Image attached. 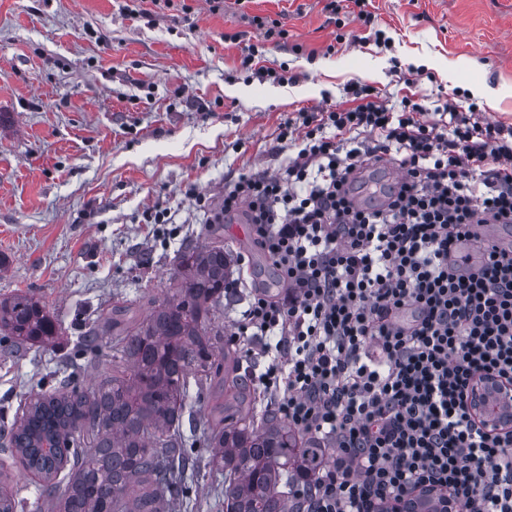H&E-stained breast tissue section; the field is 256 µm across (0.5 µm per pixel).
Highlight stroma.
I'll return each instance as SVG.
<instances>
[{"label":"stroma","instance_id":"1","mask_svg":"<svg viewBox=\"0 0 512 512\" xmlns=\"http://www.w3.org/2000/svg\"><path fill=\"white\" fill-rule=\"evenodd\" d=\"M139 3L0 0V297L33 296L64 332L63 344L16 356L0 339V435L69 373L85 387L123 373L111 333L91 351L82 338L117 305L142 321L170 294L186 242L244 256L242 295L282 293L243 216L210 217L225 178L282 164L272 148L299 111L346 103L359 80L390 106L452 98L512 126V0H373L370 28L351 9L325 12V0H224L216 12L208 0H171L148 19L132 14ZM258 17L287 38L264 40ZM234 33L262 45L260 67L287 68L295 82L239 70L240 49L224 40ZM412 65L428 74L414 88L397 75ZM477 85L485 96L472 94ZM158 206L169 223L147 222ZM224 401L219 387H189L180 431L199 467L168 512H224L204 431ZM44 490L18 456L0 453V493L15 512H48Z\"/></svg>","mask_w":512,"mask_h":512}]
</instances>
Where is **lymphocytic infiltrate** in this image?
I'll return each instance as SVG.
<instances>
[{
  "label": "lymphocytic infiltrate",
  "mask_w": 512,
  "mask_h": 512,
  "mask_svg": "<svg viewBox=\"0 0 512 512\" xmlns=\"http://www.w3.org/2000/svg\"><path fill=\"white\" fill-rule=\"evenodd\" d=\"M351 108L300 112L277 137L276 173L224 182V213L247 209L285 292L257 289L233 325L267 363L250 380L289 426L331 457L311 512H383L428 486L457 512H512V430L471 415L478 374L512 383V251L448 265L456 238L512 225V127L450 102L424 122L353 81ZM405 171L386 205L354 206L352 176L380 159Z\"/></svg>",
  "instance_id": "lymphocytic-infiltrate-1"
}]
</instances>
